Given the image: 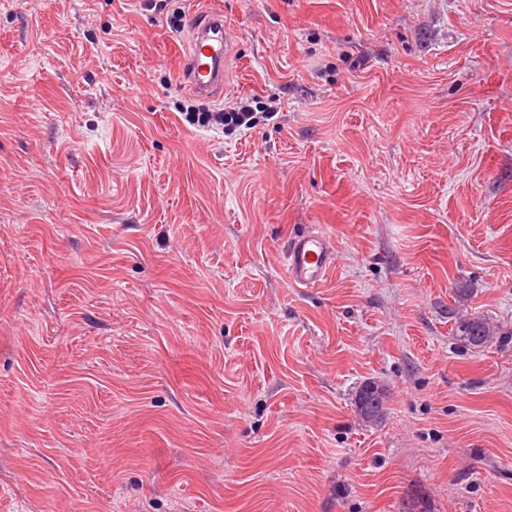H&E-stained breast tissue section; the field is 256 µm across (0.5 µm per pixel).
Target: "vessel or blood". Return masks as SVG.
Masks as SVG:
<instances>
[{
    "instance_id": "1",
    "label": "vessel or blood",
    "mask_w": 512,
    "mask_h": 512,
    "mask_svg": "<svg viewBox=\"0 0 512 512\" xmlns=\"http://www.w3.org/2000/svg\"><path fill=\"white\" fill-rule=\"evenodd\" d=\"M233 51L224 17L207 13L196 19L192 38L183 55V79L202 97H216L224 90V64ZM284 261L290 281L300 288L319 283L335 266L330 238L311 230L290 238Z\"/></svg>"
}]
</instances>
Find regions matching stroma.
Wrapping results in <instances>:
<instances>
[{
	"mask_svg": "<svg viewBox=\"0 0 512 512\" xmlns=\"http://www.w3.org/2000/svg\"><path fill=\"white\" fill-rule=\"evenodd\" d=\"M410 506L512 512V0H0V512ZM233 46L222 13H205L196 19L192 38L183 54V79L202 97H217L224 91V63ZM251 105L239 101L232 106L210 109L200 108L194 112H185V120L192 126L206 130L222 132L249 131L259 123L258 114L265 113L266 119L275 116V112H253ZM284 261L294 285L312 288L334 268V247L324 233L307 231L288 240ZM453 332L461 341L471 346H481L488 340V327L481 318L455 319Z\"/></svg>",
	"mask_w": 512,
	"mask_h": 512,
	"instance_id": "stroma-1",
	"label": "stroma"
}]
</instances>
